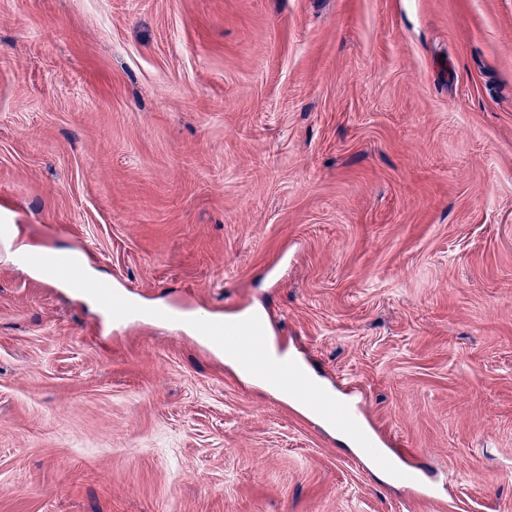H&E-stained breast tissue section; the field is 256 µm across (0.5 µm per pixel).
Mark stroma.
Instances as JSON below:
<instances>
[{
    "instance_id": "35a3bbf8",
    "label": "stroma",
    "mask_w": 512,
    "mask_h": 512,
    "mask_svg": "<svg viewBox=\"0 0 512 512\" xmlns=\"http://www.w3.org/2000/svg\"><path fill=\"white\" fill-rule=\"evenodd\" d=\"M260 311L512 512V0H0V512H430L187 329Z\"/></svg>"
}]
</instances>
